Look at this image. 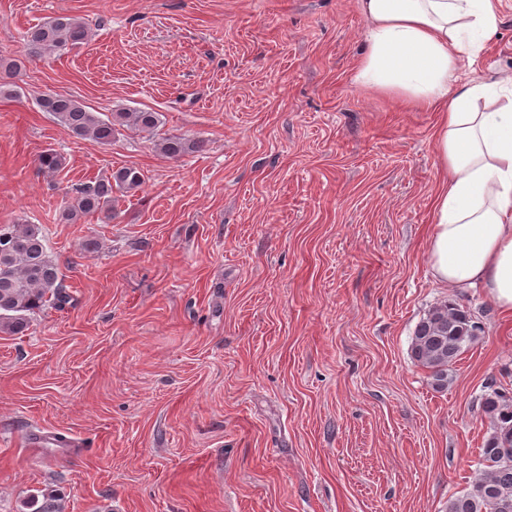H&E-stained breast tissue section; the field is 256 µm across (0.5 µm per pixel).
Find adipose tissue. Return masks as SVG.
<instances>
[{
  "mask_svg": "<svg viewBox=\"0 0 512 512\" xmlns=\"http://www.w3.org/2000/svg\"><path fill=\"white\" fill-rule=\"evenodd\" d=\"M360 88L439 113L434 279L484 288L512 312V76L463 78L496 34L501 0H358Z\"/></svg>",
  "mask_w": 512,
  "mask_h": 512,
  "instance_id": "adipose-tissue-1",
  "label": "adipose tissue"
}]
</instances>
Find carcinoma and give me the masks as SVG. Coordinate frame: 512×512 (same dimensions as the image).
<instances>
[{
	"instance_id": "obj_1",
	"label": "carcinoma",
	"mask_w": 512,
	"mask_h": 512,
	"mask_svg": "<svg viewBox=\"0 0 512 512\" xmlns=\"http://www.w3.org/2000/svg\"><path fill=\"white\" fill-rule=\"evenodd\" d=\"M91 36L88 24L78 17L58 14L30 27L24 35L27 54L41 57L85 43ZM41 111L50 114L77 138H91L110 145L122 128L149 135L161 124L160 114L138 110L113 112L103 118L77 99L62 94L39 98ZM199 141L180 136L164 137L160 152L172 159L198 152ZM42 172L54 176L65 168V158L54 150L38 156ZM144 175L136 167H122L109 177L75 188L73 202L62 212L67 223L84 214L102 212L112 218L114 193L137 190ZM70 301L63 274L48 253L45 234L36 224L0 226V333H24L32 316L52 305L62 308ZM479 326L466 308L448 301L431 308L417 323L410 348L413 361L428 369L436 389L448 388V375L465 348L478 339ZM482 417L489 435L481 448L478 470L471 488L448 499V512H512V394L493 389L480 397ZM26 512H65L64 503L52 490H43L23 502Z\"/></svg>"
}]
</instances>
